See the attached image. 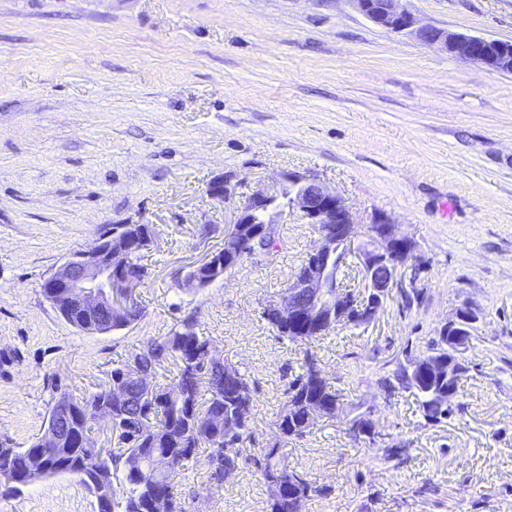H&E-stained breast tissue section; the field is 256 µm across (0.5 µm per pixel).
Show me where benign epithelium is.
I'll return each mask as SVG.
<instances>
[{"label": "benign epithelium", "instance_id": "1", "mask_svg": "<svg viewBox=\"0 0 512 512\" xmlns=\"http://www.w3.org/2000/svg\"><path fill=\"white\" fill-rule=\"evenodd\" d=\"M359 11L376 25L394 33L411 34L424 45L440 52L468 59L499 72L512 73V41L471 36L421 24L407 7V0H353ZM296 214L307 224H334L333 233L319 235L308 253L305 269L297 272L288 285V297L279 304V318L284 322H314L323 320L338 326L349 319L347 301L354 293L336 286L330 287V259L345 248L354 246L359 223L344 200L329 189L320 177L310 173L288 172L282 176L280 188H258L236 207L231 227L224 232V248L212 252L202 262L192 266L197 270L209 267L215 271L231 270V262L239 253L238 224L263 225L260 235L273 238L276 224L285 214ZM374 223L380 230L356 254L365 272L369 288L362 294L363 307L369 319L379 308L373 307L374 297H387L397 281L398 265L414 249L395 251L392 244L406 237L396 233L395 226L385 218ZM127 249L112 241V235L96 239L95 243L68 259L46 281V287L62 291L69 306L78 313L92 315L101 303L125 311L135 307V289L141 282L138 275L126 272ZM468 316L458 311L446 327L456 335H471L480 320L477 311L467 309ZM71 404L59 406L48 419L47 436L54 443L63 441L68 433Z\"/></svg>", "mask_w": 512, "mask_h": 512}]
</instances>
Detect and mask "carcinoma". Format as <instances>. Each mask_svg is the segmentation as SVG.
<instances>
[{
	"mask_svg": "<svg viewBox=\"0 0 512 512\" xmlns=\"http://www.w3.org/2000/svg\"><path fill=\"white\" fill-rule=\"evenodd\" d=\"M143 230L142 224H108L103 228L105 233L127 239L131 271L139 274L146 272L136 245ZM142 316L139 306L121 316L103 309L93 318L66 310V320L87 332L123 329ZM263 317L278 337L296 343L309 344L331 331L325 323L311 324L304 330L278 325L268 304ZM212 343L213 339L196 330L192 314L165 335L149 337L112 368V383L121 385L127 395L120 404L112 400L107 385L81 399L54 385L53 406L66 397L74 404L71 432L63 443L51 448L43 447L41 437L22 450L0 443V477L7 475L19 483L10 494L22 491L20 484L28 475L41 473L46 477L72 476L94 495L97 488L89 480L88 470L95 469L111 496L103 512H112L115 495L122 499L124 512H144L154 495H162L174 504L170 512H186L176 478L202 461L209 470V485L222 487L223 463L238 465L237 449L251 437L247 424L228 440L226 427L241 413H252L253 395L245 375L238 372L229 381L224 377V362L210 361ZM424 356L444 360L447 369L441 375L431 374L424 364L409 361L398 364L391 377L399 389L419 396L423 418L434 424L460 408L458 404L446 407L440 393L460 392L468 368L458 358L457 344L450 335L443 343L435 336L428 339ZM166 363L177 370V381L168 387L146 388L134 377L137 371L153 378ZM312 406L333 418L343 404L335 387L323 379L321 360L308 347L300 371L288 382L286 399L274 421L273 438L258 454L247 458L252 472L267 487L266 512H291L286 504L322 495V488L308 473L288 465L284 451L288 441L302 439L308 433L305 417ZM102 408L112 410L113 447L108 449L96 447L89 439L95 412Z\"/></svg>",
	"mask_w": 512,
	"mask_h": 512,
	"instance_id": "cac0c4a2",
	"label": "carcinoma"
}]
</instances>
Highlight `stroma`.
I'll return each instance as SVG.
<instances>
[{"instance_id": "1", "label": "stroma", "mask_w": 512, "mask_h": 512, "mask_svg": "<svg viewBox=\"0 0 512 512\" xmlns=\"http://www.w3.org/2000/svg\"><path fill=\"white\" fill-rule=\"evenodd\" d=\"M420 23L512 40V0H408ZM314 173L361 226L386 216L428 262L419 304L392 292L374 320L313 343L345 403L371 407L399 456L353 443L348 418L319 420L288 446L324 490L303 512H512V73L386 30L353 0H0V441L28 447L53 384L95 391L118 360L187 314L253 390L265 447L301 345L262 305L318 234L298 215L268 259L244 258L205 288L180 285L224 246L242 197ZM223 178L224 202L208 194ZM142 214L154 236L137 290L143 317L103 333L70 324L43 284L106 224ZM210 224L201 235L202 224ZM480 320L464 358L462 409L426 423L416 396L378 382L422 352L457 310ZM179 483L188 512H264L241 466L206 493ZM0 512H97L70 476L0 495Z\"/></svg>"}]
</instances>
